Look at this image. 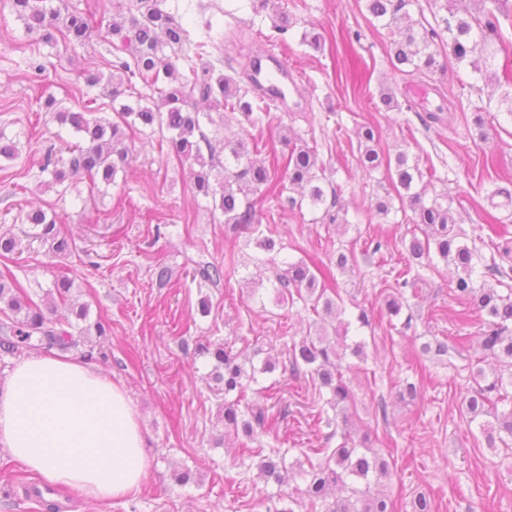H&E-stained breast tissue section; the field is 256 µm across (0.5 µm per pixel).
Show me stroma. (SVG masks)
<instances>
[{
    "mask_svg": "<svg viewBox=\"0 0 512 512\" xmlns=\"http://www.w3.org/2000/svg\"><path fill=\"white\" fill-rule=\"evenodd\" d=\"M58 9L89 14L93 38L85 46H49L28 37L10 0H0V127L17 137L21 153L0 161V227L20 243L13 257H0V278L41 301L55 280L73 279L72 291L89 306L90 319L109 327L93 338L103 358L91 366L123 386L138 409L147 439L149 464L140 491L101 504L97 512H267L275 483L250 478L247 492L231 485L239 470L233 462L239 436L224 430V394L211 378L209 348L228 342L235 351L264 354L284 362L294 341L319 320L312 311L277 303L273 283L277 266H261L253 240L226 224L209 199L198 196L189 172L159 149L155 135L128 132L132 165L115 184L90 188L75 179L66 194L40 186V168L48 152L77 137L42 111L40 98L51 95L66 106L90 107L94 116L112 118V99L103 87L87 86V68L110 74L127 60L107 34L112 18L126 14L127 0H49ZM190 32V41L173 55L179 69L194 59L203 38L202 22L214 16L224 39L210 48L207 60L216 71L250 90L245 72L250 56L273 51L283 56L301 90L302 103L272 107L262 125L251 131V144L277 152L295 134L317 149L325 188L336 189L347 226L323 222V212L292 207L293 192L283 170L272 180L275 192L256 197L257 212L281 243L283 260L305 259L333 267L337 250H352L354 270L337 273L345 303L377 311L383 293L392 289L407 256L414 228L399 208L378 213L375 201L392 186L384 171L358 170L355 125L369 122L380 131L383 152L406 151L422 171H434L427 189L446 192L468 240L485 237L487 212L508 220L512 212L493 208L489 199L495 177L512 179V120L501 119L479 140L472 121L478 100L499 99L498 85L461 90L464 69L423 75L394 73L388 57V31L368 13L363 0H274L256 11L251 0H162ZM287 30H280L281 21ZM318 28L331 39L318 51L303 40ZM44 65L36 73L35 65ZM392 92L398 105L387 110L380 95ZM449 118L429 120L438 106ZM39 206L52 210L72 241L70 253L56 255L32 236L31 225L18 222L19 212ZM383 241L382 258L362 260L367 242ZM233 256L230 274L215 284L192 277L199 262L223 265ZM164 260L177 286H162L152 274ZM418 292L409 296L410 328L380 325L350 331L366 343L364 358L346 356V377L354 396L358 432L369 433L374 448L393 457L397 477L386 490L399 512H409L418 494L431 496L436 512H512V457L490 450L478 426L468 425L459 409L461 391L470 383V361L478 347L479 315L459 322L460 305L451 288L453 271L440 259L414 269ZM211 311L201 314L200 300ZM467 344H460V337ZM448 344L444 357L422 355L429 339ZM407 381L420 385L415 401L401 400ZM274 386L276 420L254 442L266 447L318 448L331 427L318 424L323 406L315 398L310 376L276 370L260 379ZM386 414H379L378 403ZM191 471L194 480L177 481ZM40 482L0 450V512H48L36 492Z\"/></svg>",
    "mask_w": 512,
    "mask_h": 512,
    "instance_id": "35a3bbf8",
    "label": "stroma"
}]
</instances>
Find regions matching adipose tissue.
Here are the masks:
<instances>
[{"label":"adipose tissue","instance_id":"1","mask_svg":"<svg viewBox=\"0 0 512 512\" xmlns=\"http://www.w3.org/2000/svg\"><path fill=\"white\" fill-rule=\"evenodd\" d=\"M145 448L125 389L79 356L32 355L0 382V449L41 482L121 500L141 488Z\"/></svg>","mask_w":512,"mask_h":512}]
</instances>
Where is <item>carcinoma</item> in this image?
I'll return each instance as SVG.
<instances>
[{
    "instance_id": "1",
    "label": "carcinoma",
    "mask_w": 512,
    "mask_h": 512,
    "mask_svg": "<svg viewBox=\"0 0 512 512\" xmlns=\"http://www.w3.org/2000/svg\"><path fill=\"white\" fill-rule=\"evenodd\" d=\"M129 17L112 19L108 34L112 45L130 50L133 63H120L119 69L139 77L154 88L158 99L141 94L134 99H121L125 94V80L113 74L106 82L112 96V111L120 121H109L91 116L88 110H73L60 106L53 96L45 98L41 108L52 114L61 125L72 129L81 142L69 147L67 168L51 170V179L42 186L51 188L80 175L92 182L110 185L115 182L128 160L124 142L125 130H167V153L189 164L197 194L212 200L213 209L221 211L224 223L234 224L253 238L263 253H279L276 239L264 233L261 219L250 199L263 187L272 185L271 172L282 168L288 174L291 186L301 189L300 197L289 198L292 206H324V213L333 223H347L332 214L342 210L337 191L326 193L322 186V167L318 165L317 151L308 145L294 146L288 154L274 150L265 152L262 159L254 158L247 150L244 138L230 140L224 137L223 111L238 112L246 123L255 127L262 122L261 113L270 110L268 99H250L247 93L232 89L234 80L215 73L212 66L193 64L181 73L167 58L164 50L181 49L189 42L187 29L175 17L160 7L159 0H129ZM370 15L399 39L390 42V58L395 70L410 68V73L424 75L439 70L436 40L448 34L450 56L467 70L469 80H460L462 87L472 88L489 77L491 59L497 54L512 57V43L505 38L503 28H512V0H480L481 12L465 18L467 10L458 7L462 0H444L446 15L436 25L414 29L410 8L414 0H365ZM12 8L23 21L28 33L36 32L41 40L51 44L61 38L68 44L83 45L91 39L92 27L86 12L73 10L65 15L49 8L46 0H12ZM218 110L213 117L210 110ZM491 102L473 104L474 125L479 137L487 136ZM212 127L202 129L200 117ZM358 146L363 148L358 158L359 169L370 174L382 167L395 171L393 183L398 200L409 205L414 213L421 235L413 236L407 246L408 258L401 271L400 287L395 295L385 300L389 317L401 315L406 302L403 289H415L417 278L410 276L413 264H422L437 255L455 268L452 289L463 305L474 307L483 317L477 346L492 354L498 369L486 373L481 367L472 370L473 383L460 396V408L467 424H478L485 434L487 447L512 451V409L498 411V404L509 398L512 388V287L505 283L509 277L497 258L512 255L491 242L492 254L485 255L476 247L463 242L464 233L454 216L448 196L438 194L425 201L426 186L419 163L410 161L400 152L391 158L376 148L380 140L377 127L364 123L357 126ZM222 144L224 162L216 160L215 145ZM207 151H202V148ZM20 154L19 142L0 130V159L14 160ZM224 169V176L214 175L216 168ZM21 220L33 228V238L49 245L54 254L70 250V239L62 230L55 215L34 208ZM194 276L205 282H217L223 277L220 267L212 263L197 265ZM332 273L315 274L305 260L289 262L276 276L277 301L294 306L302 302L304 308L323 311L333 318L334 336L323 328L315 335H307L289 350V365L294 370L305 367L320 389L318 396L328 392L326 404L334 410V417L326 425L341 424L340 441L334 448H316L321 456L317 463L309 456L289 459V451L280 448H246L235 460L245 466V458L257 457L255 469L259 478L278 486L300 477L299 490L310 512H397L391 495L383 490L391 479L392 467L383 454L368 444V438L357 442L349 426L353 418L349 403L352 393L342 372L341 360L346 354L360 358L365 355L366 343H346L350 323L340 319L345 312L339 286L331 283ZM0 304L10 315L0 322V349L15 353L21 348L49 352L76 349L88 342V336H103L106 329L101 320L88 321L85 304L71 305V314L80 322L78 334L68 331L72 322L54 320L47 316L40 304L33 301L21 288L0 281ZM216 380L224 390V429L244 433L252 438L256 429L265 427L269 411L247 400L250 383L256 374L272 373L277 362L266 357L255 366L250 357L221 345L213 351Z\"/></svg>"
}]
</instances>
